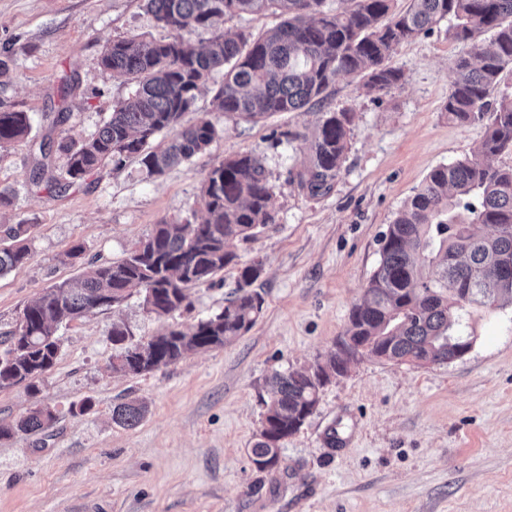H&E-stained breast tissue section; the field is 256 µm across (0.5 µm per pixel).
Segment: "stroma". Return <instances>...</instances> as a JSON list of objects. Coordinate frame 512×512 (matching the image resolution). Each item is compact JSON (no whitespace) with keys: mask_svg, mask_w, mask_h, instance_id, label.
I'll use <instances>...</instances> for the list:
<instances>
[{"mask_svg":"<svg viewBox=\"0 0 512 512\" xmlns=\"http://www.w3.org/2000/svg\"><path fill=\"white\" fill-rule=\"evenodd\" d=\"M448 21L401 44L390 59L402 82L382 97L355 80L330 89L332 109L356 119L333 193L312 199L287 181L304 158L317 109L257 122L224 117L214 70L183 124L208 119L209 147L158 178L137 160L106 166L58 192L59 141L91 139L131 86L106 79L112 40L162 37L143 0H0V112H24L31 133L0 149V232L28 228L29 262L0 276V333L45 289L112 261L155 224L201 221L196 200L225 157L260 156L274 187L276 224L233 244L239 262L262 260L265 303L250 331L140 375L113 372V324L134 340L190 328L224 307L236 278L226 268L190 289L191 311L158 318L142 295L63 323L53 367L38 381L0 389V422L36 408L52 424L0 439V512H512V305L471 311V350L447 364L363 357L327 384L313 414L282 442L280 463L260 472L250 448L277 370L323 360L379 260L395 213L438 165L472 155L485 122L449 120L452 65L471 46ZM291 141H280L283 133ZM79 255H72L74 246ZM148 411L133 429L112 421L124 398ZM90 409H83V402Z\"/></svg>","mask_w":512,"mask_h":512,"instance_id":"35a3bbf8","label":"stroma"}]
</instances>
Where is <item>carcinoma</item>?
<instances>
[{"label": "carcinoma", "instance_id": "obj_1", "mask_svg": "<svg viewBox=\"0 0 512 512\" xmlns=\"http://www.w3.org/2000/svg\"><path fill=\"white\" fill-rule=\"evenodd\" d=\"M326 0H145L156 23L168 32L162 39L130 37L112 41L100 59L109 79L134 85L115 103L110 119L96 136L81 144L61 143L69 181L65 190L108 163L139 159L150 176L190 160L216 135L202 118L181 126L197 94L217 68L224 82L214 95L216 108L228 118L258 119L277 112L323 105L329 86L341 78H361L378 95L402 79L388 61L402 42L426 33L448 18V35L473 43V50L453 62V82L445 110L458 124L486 121L479 148L469 157L432 169L397 212L381 238L380 261L354 305L346 333L358 337L366 354L397 363L444 364L470 348L462 321L475 306L512 304V167L493 163L512 152V92L501 85L512 75V0H411L405 11L394 0H343L330 12ZM279 11L281 24L254 37L224 34L227 16ZM211 31L196 50L182 37L191 29ZM493 32L490 44L475 40ZM355 113L326 110L315 132L302 140L305 156L287 183L312 199L330 195L341 176ZM25 112H0V148L30 133ZM166 131L170 137L155 142ZM274 195L263 160L237 152L209 172L200 194L205 211L199 223L164 222L140 241L141 251L91 264L76 279L60 282L23 309L25 331L3 333L8 345L0 354V388L27 383L32 371L51 368L59 349L57 330L65 321L144 294L149 313L163 317L191 307L188 290L211 281L238 256L233 241L249 242L277 222ZM25 225L9 228L14 246L0 243V275L30 259L21 244ZM263 271L254 260L242 267L224 309L185 332L171 328L146 342H129L121 324L112 325V370L141 374L178 361L189 351L220 348L244 335L260 317L264 299L253 288ZM111 293L101 304L103 293ZM340 362L332 351L316 370L288 369L272 376L273 392L261 420L251 459L265 471L279 463L281 442L298 432L313 413L327 371ZM146 407L128 399L112 408V421L137 426ZM54 420L48 409L0 422V439L33 433Z\"/></svg>", "mask_w": 512, "mask_h": 512}]
</instances>
